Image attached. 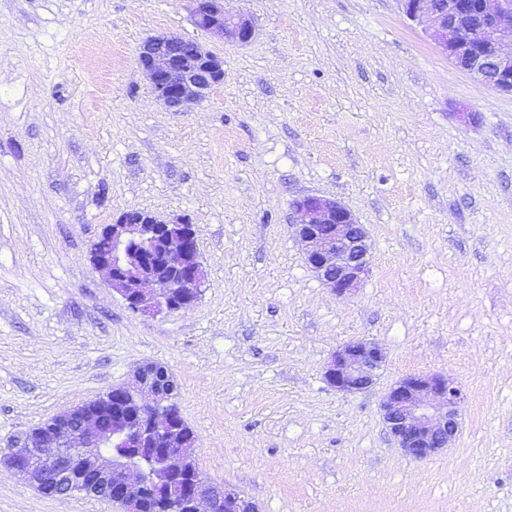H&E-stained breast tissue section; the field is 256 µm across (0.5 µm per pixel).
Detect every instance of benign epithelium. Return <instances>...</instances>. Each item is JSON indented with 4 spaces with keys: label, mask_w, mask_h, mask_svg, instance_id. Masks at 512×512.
I'll use <instances>...</instances> for the list:
<instances>
[{
    "label": "benign epithelium",
    "mask_w": 512,
    "mask_h": 512,
    "mask_svg": "<svg viewBox=\"0 0 512 512\" xmlns=\"http://www.w3.org/2000/svg\"><path fill=\"white\" fill-rule=\"evenodd\" d=\"M402 14L459 69L512 95V0H396ZM197 29L228 45L254 35L251 19L224 9L223 0H197ZM139 64L156 98L170 108L206 99L224 79V60L202 43L157 35L138 51ZM292 224L310 269L338 297L357 287L368 270L370 244L364 225L342 203L304 196L292 204ZM90 257L111 288L134 313L186 310L198 300L206 277L194 224L167 221L147 212L123 213L104 225ZM156 265L165 270L159 277ZM384 356L374 343L349 342L336 349L327 382L346 393L374 384ZM177 383L161 365L138 368L132 379L97 398L62 411L36 433L17 440L3 457L24 481L54 494L75 491L104 497L122 512H142V492L163 487L177 499V512H257L241 492L204 483L178 404ZM461 386L440 375H410L396 382L382 404L383 420L398 447L412 458L436 455L459 430ZM127 450L116 456L108 448ZM158 459L145 471L134 459Z\"/></svg>",
    "instance_id": "7a95c632"
}]
</instances>
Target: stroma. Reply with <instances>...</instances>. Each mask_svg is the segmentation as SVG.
I'll use <instances>...</instances> for the list:
<instances>
[{"label":"stroma","mask_w":512,"mask_h":512,"mask_svg":"<svg viewBox=\"0 0 512 512\" xmlns=\"http://www.w3.org/2000/svg\"><path fill=\"white\" fill-rule=\"evenodd\" d=\"M243 45L202 38L196 0H0V452L160 364L195 464L259 512H512V96L456 68L396 0H224ZM203 39L224 81L175 111L147 38ZM304 195L364 224L346 298L308 268ZM193 222L206 268L187 310L132 313L93 266L103 225ZM377 343L375 385L324 378ZM414 374L461 385L459 432L404 455L380 410ZM0 512H118L0 465ZM383 359V352L376 344L349 342L336 349L326 368L325 378L338 391H363L374 384Z\"/></svg>","instance_id":"35a3bbf8"}]
</instances>
